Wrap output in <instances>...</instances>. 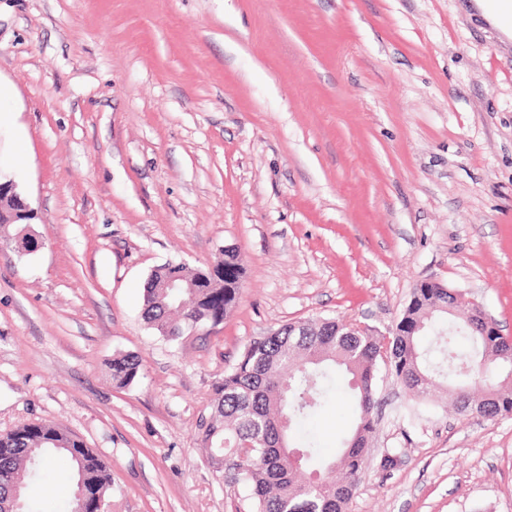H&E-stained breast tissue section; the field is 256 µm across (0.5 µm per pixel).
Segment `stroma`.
<instances>
[{"label": "stroma", "instance_id": "1", "mask_svg": "<svg viewBox=\"0 0 512 512\" xmlns=\"http://www.w3.org/2000/svg\"><path fill=\"white\" fill-rule=\"evenodd\" d=\"M0 87V173L43 242L0 249V433L82 439L110 512H248L202 432L214 383L283 324L385 335L435 281L512 337V44L461 0H0ZM229 245L236 307L161 339L151 273ZM120 353L143 363L125 389ZM378 398L349 512H512V415L391 378ZM354 418L343 387L308 428L332 453ZM71 492L61 458L25 496ZM112 381L118 388H125L136 382L142 373L143 365L138 356L120 355L112 359Z\"/></svg>", "mask_w": 512, "mask_h": 512}]
</instances>
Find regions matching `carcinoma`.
Segmentation results:
<instances>
[{
	"mask_svg": "<svg viewBox=\"0 0 512 512\" xmlns=\"http://www.w3.org/2000/svg\"><path fill=\"white\" fill-rule=\"evenodd\" d=\"M25 224H1L0 238L23 235L26 255L36 238ZM245 267L238 251L206 267L167 262L150 276L142 317L160 335L176 340L184 332L216 326L236 305ZM171 281L173 288L158 284ZM448 289L423 285L389 335L369 328L351 331L334 319L287 323L249 342L239 361L213 386L214 413L203 442L216 468L236 475L251 512H348L362 471L368 440L376 430L373 411L380 374L393 376L411 393L429 397L430 365L423 339L444 345L439 369L461 383L453 391L459 408L487 418L512 414V345L508 337L465 315L451 329L438 328L452 317ZM488 361L491 377L482 403L475 405L464 379L475 362ZM138 356L112 359V381L119 388L136 382ZM342 379L355 400L357 416L334 454L313 439L298 443L294 429L331 399ZM64 458L74 476L67 512H97L112 487L107 464L83 440L46 421H32L0 433V512H34L24 498L25 483Z\"/></svg>",
	"mask_w": 512,
	"mask_h": 512,
	"instance_id": "obj_1",
	"label": "carcinoma"
}]
</instances>
